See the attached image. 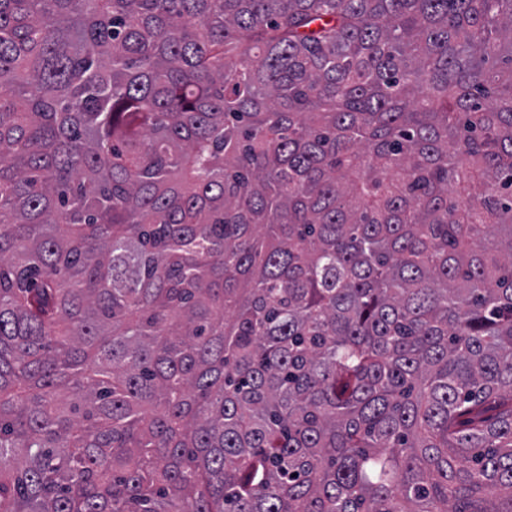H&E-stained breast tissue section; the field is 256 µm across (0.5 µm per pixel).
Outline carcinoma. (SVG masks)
<instances>
[{
    "instance_id": "obj_1",
    "label": "carcinoma",
    "mask_w": 512,
    "mask_h": 512,
    "mask_svg": "<svg viewBox=\"0 0 512 512\" xmlns=\"http://www.w3.org/2000/svg\"><path fill=\"white\" fill-rule=\"evenodd\" d=\"M0 512H512V0H0Z\"/></svg>"
}]
</instances>
